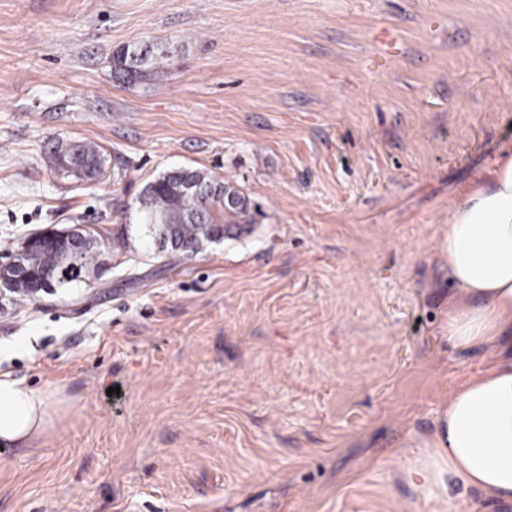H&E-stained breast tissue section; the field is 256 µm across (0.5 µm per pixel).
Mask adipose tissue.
I'll return each mask as SVG.
<instances>
[{
    "instance_id": "obj_1",
    "label": "adipose tissue",
    "mask_w": 512,
    "mask_h": 512,
    "mask_svg": "<svg viewBox=\"0 0 512 512\" xmlns=\"http://www.w3.org/2000/svg\"><path fill=\"white\" fill-rule=\"evenodd\" d=\"M448 340L458 349L483 347L496 357L448 394L441 461L432 478L457 493L448 512H478L468 499L512 503V143L490 164V178L464 194L448 218ZM53 410L40 391L0 374V443L43 437Z\"/></svg>"
}]
</instances>
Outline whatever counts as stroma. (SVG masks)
I'll return each instance as SVG.
<instances>
[{
  "label": "stroma",
  "mask_w": 512,
  "mask_h": 512,
  "mask_svg": "<svg viewBox=\"0 0 512 512\" xmlns=\"http://www.w3.org/2000/svg\"><path fill=\"white\" fill-rule=\"evenodd\" d=\"M141 45L166 65L119 80ZM511 140L512 0H0V247L102 241L86 284L0 303V374L67 401L0 447V512H442L485 363L448 341V211ZM183 167L254 209L175 259L137 207ZM58 153L63 155L66 159L73 156L78 157L81 167H73L71 170L76 172L78 175L84 174V177L100 172L105 164V159L102 156L103 154L101 150L91 144H80V146H61Z\"/></svg>",
  "instance_id": "1"
}]
</instances>
